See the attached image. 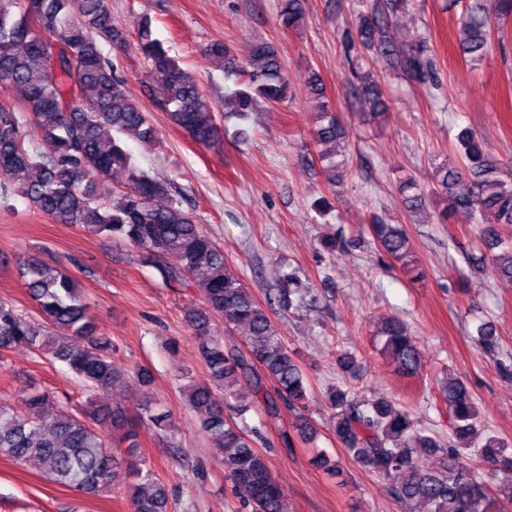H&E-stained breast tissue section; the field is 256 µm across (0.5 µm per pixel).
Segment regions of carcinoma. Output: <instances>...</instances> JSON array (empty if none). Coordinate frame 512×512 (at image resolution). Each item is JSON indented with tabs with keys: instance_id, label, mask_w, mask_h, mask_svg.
<instances>
[{
	"instance_id": "carcinoma-1",
	"label": "carcinoma",
	"mask_w": 512,
	"mask_h": 512,
	"mask_svg": "<svg viewBox=\"0 0 512 512\" xmlns=\"http://www.w3.org/2000/svg\"><path fill=\"white\" fill-rule=\"evenodd\" d=\"M392 0H376L358 23L357 38L386 64L424 81L427 62L411 51H400L388 36L387 11ZM512 18V0H468L460 18L459 48L470 61L486 56L492 37L491 18ZM282 28L296 30L305 19V0H277ZM127 34L113 26L108 0H0V89H15L14 104L0 105V191L19 193L39 211L60 224H75L85 233L122 240L138 251L139 263L155 268L165 285L199 291L206 308L228 325H244L255 341L245 351L226 346L208 327L206 314L189 316L197 332L204 381L182 387L186 406L199 416V428L209 439L224 474L249 494L250 512H288L287 498L265 456L255 447L258 429L245 414L256 408L269 421L281 419L280 406L292 413L294 428L310 431L304 416L312 387L298 363V354L281 339L269 313L237 277L227 272L224 251L202 225L169 193L168 183L141 170L125 147L124 136L152 144L159 138L148 114L125 92L114 59L103 45H122ZM136 50L163 91L161 106L169 123L195 143L220 142L221 124L211 99L194 75L171 56L144 19L135 33ZM205 55L224 62L225 78L242 89L229 91L228 114L248 116L261 99L271 108L294 97L295 84L276 46L256 41L241 62L222 42ZM305 94L317 100L316 125L311 132L317 156L331 192L345 169L336 149L343 129L327 100L320 73L303 78ZM361 99L374 110L385 100L377 80L366 74ZM458 162L434 164L433 194L446 202L441 222L454 212L480 219L481 255L477 264L512 283V240L501 226L512 225V166L487 153L477 136L463 128L456 136ZM468 182L464 192L456 186ZM403 204L412 212L426 205L416 184L400 186ZM368 231L377 248L411 280L422 277L410 237L401 224L371 220ZM348 244L326 236L319 254L329 259L346 252ZM24 286L38 316L30 319L0 299V348L23 345L37 355L65 365L92 391L112 387L126 377L146 389L151 373L141 367L122 368L112 360V342L97 334L90 303L75 278L30 254L21 261ZM300 281L277 276L268 304L289 308L300 292ZM378 336L382 351L400 373L412 376L421 367L414 339L403 321L384 317ZM474 341L491 356L500 353L496 326L483 322ZM449 428L459 445L443 447L415 426L409 414L385 397L365 399L349 389L334 388L327 398L335 410L334 433L355 462L390 481L393 498L412 512H512V451L504 442L480 436L481 420L468 387L444 385ZM20 414L0 404V455L45 474L59 487L96 496L107 490L120 464L110 446L106 426L121 431L127 443L134 483L128 487L129 512H169L165 487L154 471L135 459L136 422L119 407L103 408L89 399L74 409L54 392L34 389ZM139 421L163 433L171 431L170 411L147 395L140 403ZM474 450L483 465L501 475L491 492L484 475L469 463ZM439 451L438 466L425 470L418 459Z\"/></svg>"
}]
</instances>
